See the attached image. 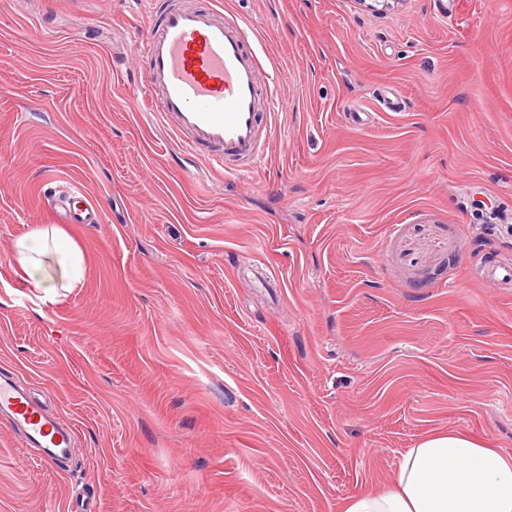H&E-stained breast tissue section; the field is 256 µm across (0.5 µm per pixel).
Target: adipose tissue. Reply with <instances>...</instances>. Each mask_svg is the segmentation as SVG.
Segmentation results:
<instances>
[{
  "instance_id": "1",
  "label": "adipose tissue",
  "mask_w": 512,
  "mask_h": 512,
  "mask_svg": "<svg viewBox=\"0 0 512 512\" xmlns=\"http://www.w3.org/2000/svg\"><path fill=\"white\" fill-rule=\"evenodd\" d=\"M27 280L54 300L82 275V257L59 228L40 227L18 244ZM342 512H512V455L460 433L405 449L391 486L345 501Z\"/></svg>"
}]
</instances>
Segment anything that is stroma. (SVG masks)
Segmentation results:
<instances>
[{
	"label": "stroma",
	"mask_w": 512,
	"mask_h": 512,
	"mask_svg": "<svg viewBox=\"0 0 512 512\" xmlns=\"http://www.w3.org/2000/svg\"><path fill=\"white\" fill-rule=\"evenodd\" d=\"M279 103L228 177L132 108L168 0H0V512H342L423 438L512 455V0H220ZM86 195L92 224L65 221ZM80 249L45 303L35 226ZM52 236L55 247L50 249ZM16 261L26 279L42 292L44 301H53L59 289L74 288L82 275L80 251L69 243L57 227L36 228L18 244ZM0 415L23 432L29 446L39 449L44 464L59 466L69 456L73 430L59 426L23 385L1 372Z\"/></svg>",
	"instance_id": "stroma-1"
}]
</instances>
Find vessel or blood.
<instances>
[{
  "label": "vessel or blood",
  "instance_id": "1",
  "mask_svg": "<svg viewBox=\"0 0 512 512\" xmlns=\"http://www.w3.org/2000/svg\"><path fill=\"white\" fill-rule=\"evenodd\" d=\"M250 28L228 20L212 0L196 7L173 4L148 25L137 48L148 61L145 94L181 151L204 155L214 167L236 158H264L259 111H275L261 97V63ZM0 417L20 429L40 460L57 466L70 454L74 432L59 426L29 391L0 372Z\"/></svg>",
  "mask_w": 512,
  "mask_h": 512
}]
</instances>
